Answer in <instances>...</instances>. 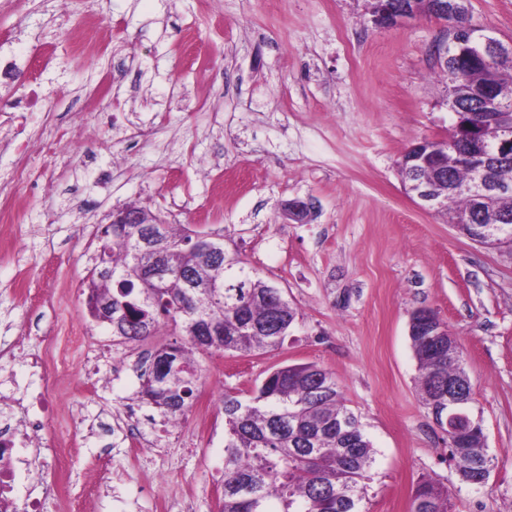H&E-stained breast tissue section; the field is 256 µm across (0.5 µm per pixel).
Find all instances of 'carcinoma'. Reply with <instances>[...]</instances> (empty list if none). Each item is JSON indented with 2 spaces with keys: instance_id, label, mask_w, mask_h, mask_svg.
Listing matches in <instances>:
<instances>
[{
  "instance_id": "cac0c4a2",
  "label": "carcinoma",
  "mask_w": 512,
  "mask_h": 512,
  "mask_svg": "<svg viewBox=\"0 0 512 512\" xmlns=\"http://www.w3.org/2000/svg\"><path fill=\"white\" fill-rule=\"evenodd\" d=\"M479 41L448 40L443 75L454 88L453 110L475 111L473 102L485 88L497 91L498 119L483 120L485 134L496 136L501 123L512 119V59L487 63L479 58ZM452 191L441 212L451 224H477L484 212L512 215V193L478 201L467 190L469 170L451 148L439 147ZM137 224H114L106 233L87 288L112 299V335L123 343L140 342L172 324L181 331L180 344H166L152 353L145 370L152 384L141 398L175 418L192 403L197 381L196 351L249 355L279 348L298 312L278 288L269 287L238 254L224 252L213 265L210 247L217 241L194 240L188 232L167 225L166 238L147 252L137 242ZM165 255L171 290L155 293L145 280ZM194 270L220 288H181L178 274ZM137 305L146 320L128 322L123 308ZM418 367V394L427 407L439 405L448 380L465 379L462 350L448 352L450 336L409 335ZM224 409V498L220 512H365L375 450L357 416L345 403L336 379L316 364L284 365L264 379L243 401L226 393ZM450 462L461 482L481 485L490 475L483 428L474 430L464 448H455ZM410 512H448V489L425 481L418 485Z\"/></svg>"
}]
</instances>
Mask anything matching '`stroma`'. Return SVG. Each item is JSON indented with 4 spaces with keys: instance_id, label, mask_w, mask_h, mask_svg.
I'll use <instances>...</instances> for the list:
<instances>
[{
    "instance_id": "35a3bbf8",
    "label": "stroma",
    "mask_w": 512,
    "mask_h": 512,
    "mask_svg": "<svg viewBox=\"0 0 512 512\" xmlns=\"http://www.w3.org/2000/svg\"><path fill=\"white\" fill-rule=\"evenodd\" d=\"M367 0H0V175L29 180L0 223V406L14 394L61 403L39 438L60 456L62 497L82 512H218L225 394L249 399L275 368L333 373L376 451L367 512H410L425 480L449 512H512V252L463 236L404 191L397 164L453 116L436 47L444 22L418 15L379 28ZM95 11L103 49L73 54L70 29ZM473 24L512 43V0H469ZM112 74V95L96 92ZM49 111L20 120L29 79ZM20 136L24 150L11 146ZM313 199L312 220L283 205ZM150 208L177 228L219 234L299 312L283 345L196 357L207 431L154 405L159 437L142 455L86 417L139 401L141 360L178 340L114 341L85 303L114 210ZM430 309L463 349L491 460L460 484L448 441L417 394L408 323ZM89 330L95 363L70 347ZM124 360L115 372L114 356ZM58 367L55 389L29 363Z\"/></svg>"
}]
</instances>
